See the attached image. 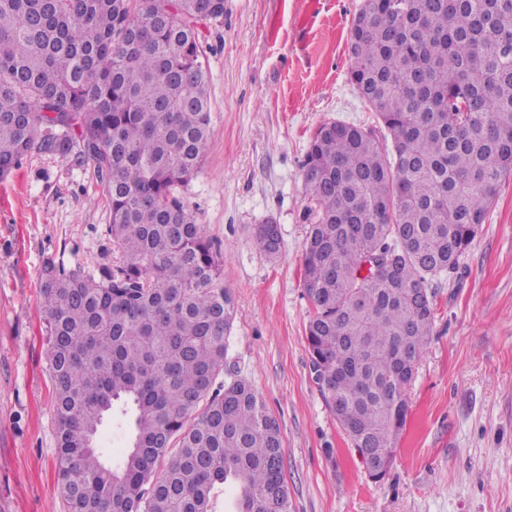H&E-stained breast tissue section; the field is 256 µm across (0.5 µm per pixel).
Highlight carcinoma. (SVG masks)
<instances>
[{"mask_svg":"<svg viewBox=\"0 0 512 512\" xmlns=\"http://www.w3.org/2000/svg\"><path fill=\"white\" fill-rule=\"evenodd\" d=\"M224 0H0V177L35 150L91 163L120 252L44 268L67 512H290L279 424L225 379L235 298L181 201L210 134L198 25ZM350 81L379 127H318L303 160L310 366L356 451L389 456L453 273L512 177V0H366ZM258 247L276 258L267 225ZM129 431L112 465L105 421ZM165 468L157 471L160 461Z\"/></svg>","mask_w":512,"mask_h":512,"instance_id":"obj_1","label":"carcinoma"}]
</instances>
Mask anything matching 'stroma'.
Wrapping results in <instances>:
<instances>
[{
    "label": "stroma",
    "instance_id": "stroma-1",
    "mask_svg": "<svg viewBox=\"0 0 512 512\" xmlns=\"http://www.w3.org/2000/svg\"><path fill=\"white\" fill-rule=\"evenodd\" d=\"M224 2L223 23L199 29L213 109L183 197L221 249L236 299L227 367L279 422L291 512H512V178L436 289L406 427L372 481L313 380L302 286L310 138L330 121L376 122L348 80L364 0ZM268 218L282 235L274 259L253 238ZM108 222L90 164L36 151L0 179V512H65L42 270L111 264Z\"/></svg>",
    "mask_w": 512,
    "mask_h": 512
}]
</instances>
